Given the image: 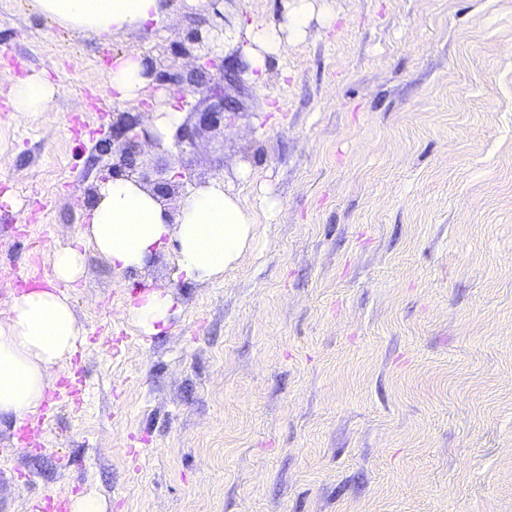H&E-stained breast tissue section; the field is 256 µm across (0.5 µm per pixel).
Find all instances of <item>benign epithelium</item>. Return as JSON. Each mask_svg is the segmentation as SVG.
Returning <instances> with one entry per match:
<instances>
[{
  "label": "benign epithelium",
  "mask_w": 512,
  "mask_h": 512,
  "mask_svg": "<svg viewBox=\"0 0 512 512\" xmlns=\"http://www.w3.org/2000/svg\"><path fill=\"white\" fill-rule=\"evenodd\" d=\"M224 36V28L207 20L195 21L188 29L184 43L180 45L181 53L192 56L199 61L193 78L184 81L182 76L163 68L153 58L144 59L146 78L150 79L147 89L150 98L140 102V106L150 112L162 106L155 92L172 86L180 87L179 99L182 105L190 107V113L199 114L198 123L180 124L174 131L171 142H166L153 129L142 121V113H118L112 121V143L118 145L120 163L112 165V175H122L121 167L135 170L136 156L141 154V146L147 143L159 150L172 147L178 151L196 146L200 132L211 128L226 119L231 113V103L224 96V85L210 82V71L216 70L222 79L234 81L242 73L244 66L234 65L218 55L216 46Z\"/></svg>",
  "instance_id": "7a95c632"
}]
</instances>
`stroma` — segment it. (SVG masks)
<instances>
[{
  "instance_id": "obj_1",
  "label": "stroma",
  "mask_w": 512,
  "mask_h": 512,
  "mask_svg": "<svg viewBox=\"0 0 512 512\" xmlns=\"http://www.w3.org/2000/svg\"><path fill=\"white\" fill-rule=\"evenodd\" d=\"M293 0H224L236 29ZM263 78L196 147L139 161L223 180L254 240L221 281L173 280L175 248L138 272L89 250L67 284L90 339L91 392L22 449L0 421V512L79 489L108 512H512V0H310ZM209 0L104 44L0 0V318L52 279L109 176L103 132L138 100L101 96L130 46L177 53ZM44 74L42 112L8 120L11 80ZM176 313L147 335L148 289ZM175 301L167 290H151L139 294L126 308L127 314L147 335L159 331L158 324L166 326L174 314Z\"/></svg>"
}]
</instances>
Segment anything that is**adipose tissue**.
I'll return each mask as SVG.
<instances>
[{
    "mask_svg": "<svg viewBox=\"0 0 512 512\" xmlns=\"http://www.w3.org/2000/svg\"><path fill=\"white\" fill-rule=\"evenodd\" d=\"M34 5L61 27L92 34L105 43L115 34L161 22L166 13L164 0H34ZM309 18L306 0H296L284 22L247 26L244 51L252 69L264 70L283 33H299ZM146 84L143 54L132 47L105 69L101 89L104 96L131 100ZM54 93V84L38 74L14 80L13 119L43 111ZM80 238L120 271L143 269L157 252L174 244L177 275L208 282L222 278L251 246L254 218L220 180L195 191L172 219L148 189L116 178L100 185L99 200ZM52 261L57 285L75 282L84 272V255L77 248L54 249ZM57 285L12 298L11 316L0 320V418L20 420L36 414L53 375L85 339L70 297ZM174 305L170 292L151 290L139 294L127 313L149 335L168 324Z\"/></svg>",
    "mask_w": 512,
    "mask_h": 512,
    "instance_id": "1",
    "label": "adipose tissue"
}]
</instances>
